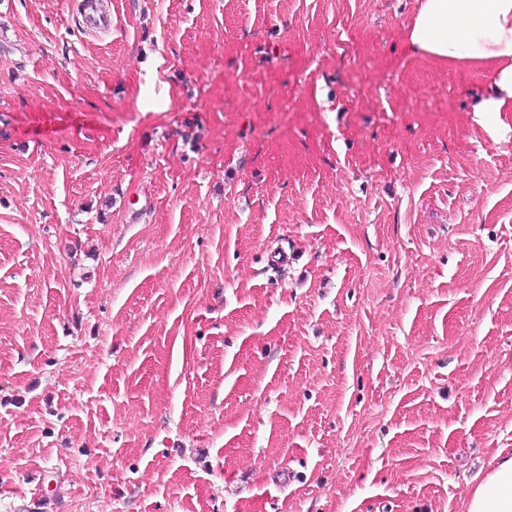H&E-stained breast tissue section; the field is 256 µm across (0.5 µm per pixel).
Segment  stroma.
Wrapping results in <instances>:
<instances>
[{
	"mask_svg": "<svg viewBox=\"0 0 512 512\" xmlns=\"http://www.w3.org/2000/svg\"><path fill=\"white\" fill-rule=\"evenodd\" d=\"M102 2L0 0V512H465L512 450L493 64L418 0Z\"/></svg>",
	"mask_w": 512,
	"mask_h": 512,
	"instance_id": "1",
	"label": "stroma"
}]
</instances>
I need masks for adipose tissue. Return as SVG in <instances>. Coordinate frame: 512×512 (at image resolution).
I'll use <instances>...</instances> for the list:
<instances>
[{
	"instance_id": "obj_1",
	"label": "adipose tissue",
	"mask_w": 512,
	"mask_h": 512,
	"mask_svg": "<svg viewBox=\"0 0 512 512\" xmlns=\"http://www.w3.org/2000/svg\"><path fill=\"white\" fill-rule=\"evenodd\" d=\"M412 50L450 60L495 62V97L483 113L512 99V0H419L406 30ZM467 512H512V451L499 452L484 479L468 494Z\"/></svg>"
}]
</instances>
